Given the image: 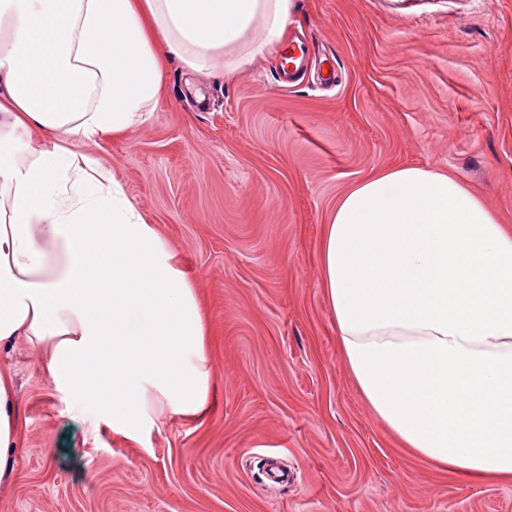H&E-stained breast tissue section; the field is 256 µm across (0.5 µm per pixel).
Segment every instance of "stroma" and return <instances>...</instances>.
Instances as JSON below:
<instances>
[{
    "instance_id": "stroma-1",
    "label": "stroma",
    "mask_w": 512,
    "mask_h": 512,
    "mask_svg": "<svg viewBox=\"0 0 512 512\" xmlns=\"http://www.w3.org/2000/svg\"><path fill=\"white\" fill-rule=\"evenodd\" d=\"M289 31L335 61L336 91L283 86L276 59L224 81L173 65L146 123L89 148L197 278L209 411L116 438L16 344L0 364L25 424L0 512H512L511 480L442 470L374 417L318 261L341 195L401 165L457 176L512 224V0H298Z\"/></svg>"
}]
</instances>
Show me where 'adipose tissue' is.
<instances>
[{"label":"adipose tissue","instance_id":"adipose-tissue-1","mask_svg":"<svg viewBox=\"0 0 512 512\" xmlns=\"http://www.w3.org/2000/svg\"><path fill=\"white\" fill-rule=\"evenodd\" d=\"M296 0H0V351L23 340L75 407L136 440L214 382L198 290L88 143L143 124L176 62L233 78L280 55ZM319 264L362 397L421 457L512 479V225L452 175L341 197ZM21 438L0 367V486Z\"/></svg>","mask_w":512,"mask_h":512}]
</instances>
